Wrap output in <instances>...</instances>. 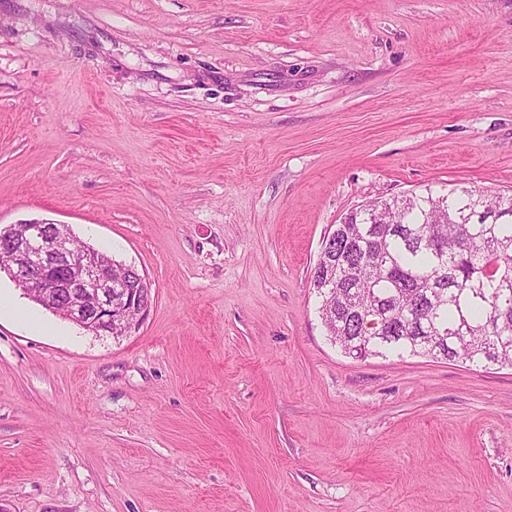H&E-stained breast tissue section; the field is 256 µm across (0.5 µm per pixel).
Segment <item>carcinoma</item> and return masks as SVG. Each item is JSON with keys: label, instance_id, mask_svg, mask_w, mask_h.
Masks as SVG:
<instances>
[{"label": "carcinoma", "instance_id": "1", "mask_svg": "<svg viewBox=\"0 0 512 512\" xmlns=\"http://www.w3.org/2000/svg\"><path fill=\"white\" fill-rule=\"evenodd\" d=\"M363 205L311 270L331 338L358 359L512 365V195L453 188Z\"/></svg>", "mask_w": 512, "mask_h": 512}]
</instances>
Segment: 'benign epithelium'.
<instances>
[{
    "label": "benign epithelium",
    "instance_id": "7a95c632",
    "mask_svg": "<svg viewBox=\"0 0 512 512\" xmlns=\"http://www.w3.org/2000/svg\"><path fill=\"white\" fill-rule=\"evenodd\" d=\"M0 270L34 301L98 336H124L149 309L139 289L112 279V264L83 247L76 253L69 233H53L48 221L0 226Z\"/></svg>",
    "mask_w": 512,
    "mask_h": 512
}]
</instances>
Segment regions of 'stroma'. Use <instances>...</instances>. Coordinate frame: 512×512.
<instances>
[{
    "mask_svg": "<svg viewBox=\"0 0 512 512\" xmlns=\"http://www.w3.org/2000/svg\"><path fill=\"white\" fill-rule=\"evenodd\" d=\"M454 187L512 193V0H0V225L151 285L113 338L0 273V512H512V368L352 359L310 285Z\"/></svg>",
    "mask_w": 512,
    "mask_h": 512,
    "instance_id": "stroma-1",
    "label": "stroma"
}]
</instances>
